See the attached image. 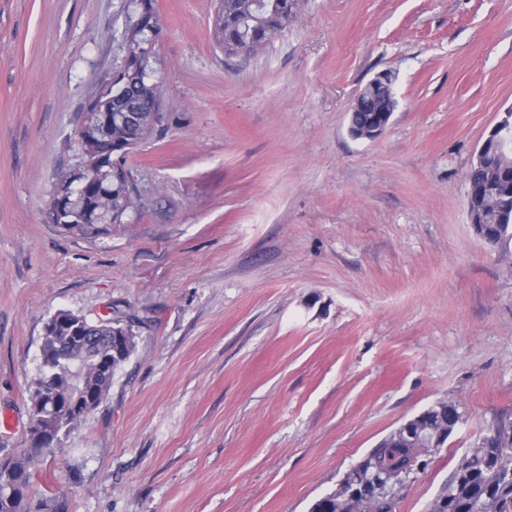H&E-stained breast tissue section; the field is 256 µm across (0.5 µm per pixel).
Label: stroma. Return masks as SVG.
<instances>
[{"label":"stroma","instance_id":"1","mask_svg":"<svg viewBox=\"0 0 512 512\" xmlns=\"http://www.w3.org/2000/svg\"><path fill=\"white\" fill-rule=\"evenodd\" d=\"M153 135L135 213L94 238L48 218L88 100L125 55L133 0H0V413L27 445L45 325L134 321L99 407L43 452L68 512H310L439 401L464 422L393 512H431L512 418V245L478 237L467 173L512 108V0H300L249 56L214 0H155ZM392 72L373 140L348 110ZM393 76L389 71L378 73L357 93L348 112L349 132L359 139L373 140L381 136L390 124L394 112ZM388 96L390 103L386 110L372 109L371 100ZM373 112H383L377 115ZM365 131L360 135L359 127Z\"/></svg>","mask_w":512,"mask_h":512}]
</instances>
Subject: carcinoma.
Masks as SVG:
<instances>
[{
  "label": "carcinoma",
  "mask_w": 512,
  "mask_h": 512,
  "mask_svg": "<svg viewBox=\"0 0 512 512\" xmlns=\"http://www.w3.org/2000/svg\"><path fill=\"white\" fill-rule=\"evenodd\" d=\"M298 0H218L214 17V40L218 47L233 54L266 40H273L288 31ZM158 32L155 0H139V13L125 30L124 69L107 84L109 95L99 107L112 112V126L103 137L112 140L115 149L112 168L94 170V177L85 185L74 184L73 170L60 176L52 196L71 202L68 217L70 234L84 236L85 225L103 218L104 208H112V223L123 224L131 209L121 204L124 194L131 193L130 176L120 154L130 153L154 132L160 117L163 98L161 85L154 79L147 61L152 54L153 40ZM512 242V218L498 224L489 243L507 245ZM72 325L56 337L42 338L41 355L44 371L31 384L28 402L50 427L69 431L74 425L56 424L54 397L61 391L73 395L86 389L105 394L112 386V377L99 369V359H115L120 368L133 354L136 333L132 322L105 319L97 323L70 314ZM462 415L450 406L448 411L429 419V427L451 434ZM484 445L470 450L459 462L448 488L433 507L443 512H512V421L501 420L483 435ZM40 453L16 452L13 473H0V512H66L63 497L36 492L34 469ZM427 460L420 449L395 438L383 441L347 477L357 474L368 496L386 476L397 483L410 475L415 467H425ZM311 512H345V505L329 494L312 506Z\"/></svg>",
  "instance_id": "carcinoma-1"
}]
</instances>
